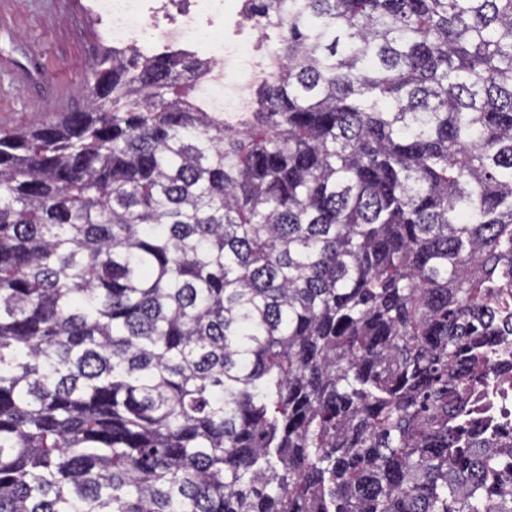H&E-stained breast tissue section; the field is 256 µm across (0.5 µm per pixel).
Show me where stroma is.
<instances>
[{"instance_id":"stroma-1","label":"stroma","mask_w":512,"mask_h":512,"mask_svg":"<svg viewBox=\"0 0 512 512\" xmlns=\"http://www.w3.org/2000/svg\"><path fill=\"white\" fill-rule=\"evenodd\" d=\"M107 24L93 0H0V123L26 127L85 106ZM37 68L17 84L12 66Z\"/></svg>"}]
</instances>
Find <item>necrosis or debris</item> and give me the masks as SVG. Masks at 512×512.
Instances as JSON below:
<instances>
[{
  "mask_svg": "<svg viewBox=\"0 0 512 512\" xmlns=\"http://www.w3.org/2000/svg\"><path fill=\"white\" fill-rule=\"evenodd\" d=\"M241 2L195 0L194 14L169 26L162 22L154 0H95L99 13L108 21L104 36L113 45L132 47L147 56L161 47L186 43L216 62L221 76L205 82L202 89L211 110L227 115L249 108V89L266 74L254 52L261 27L259 23H250V35L246 38L215 36L202 28L200 20L216 15L239 20ZM486 403L487 429L512 436V363L502 365Z\"/></svg>",
  "mask_w": 512,
  "mask_h": 512,
  "instance_id": "necrosis-or-debris-1",
  "label": "necrosis or debris"
}]
</instances>
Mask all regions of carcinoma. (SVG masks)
Returning a JSON list of instances; mask_svg holds the SVG:
<instances>
[{"instance_id": "1", "label": "carcinoma", "mask_w": 512, "mask_h": 512, "mask_svg": "<svg viewBox=\"0 0 512 512\" xmlns=\"http://www.w3.org/2000/svg\"><path fill=\"white\" fill-rule=\"evenodd\" d=\"M0 126V512H512V0H244ZM501 345L509 349V357L507 364L499 359L501 371L492 385L491 396L485 400L487 408L483 414L486 428L490 429L492 434L497 431L501 435L507 434L512 437V336H507Z\"/></svg>"}]
</instances>
